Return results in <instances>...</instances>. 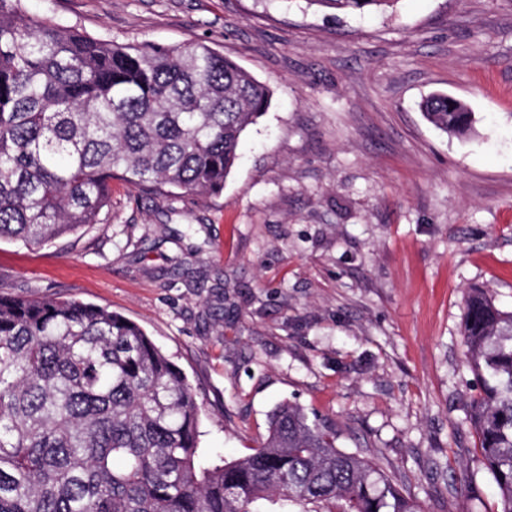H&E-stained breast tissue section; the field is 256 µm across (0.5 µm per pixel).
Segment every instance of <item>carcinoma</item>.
Instances as JSON below:
<instances>
[{
    "label": "carcinoma",
    "instance_id": "1",
    "mask_svg": "<svg viewBox=\"0 0 512 512\" xmlns=\"http://www.w3.org/2000/svg\"><path fill=\"white\" fill-rule=\"evenodd\" d=\"M341 12L399 0H315ZM269 87L211 46L119 45L0 0V240L41 248L97 224L112 179L219 192ZM425 118L472 133L466 103ZM469 418L500 512H512V312L470 290ZM196 393L137 323L77 299L0 296V512H421L290 403L245 458L205 464Z\"/></svg>",
    "mask_w": 512,
    "mask_h": 512
}]
</instances>
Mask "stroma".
<instances>
[{
	"mask_svg": "<svg viewBox=\"0 0 512 512\" xmlns=\"http://www.w3.org/2000/svg\"><path fill=\"white\" fill-rule=\"evenodd\" d=\"M118 44L203 42L273 91L217 193L112 182L99 224L0 242V295L139 324L200 404V451L242 458L300 405L422 512H499L468 414L470 288L512 310V0H22ZM466 101L449 136L421 103ZM317 4L341 12L364 13L371 10L393 8L399 0H312Z\"/></svg>",
	"mask_w": 512,
	"mask_h": 512,
	"instance_id": "obj_1",
	"label": "stroma"
}]
</instances>
